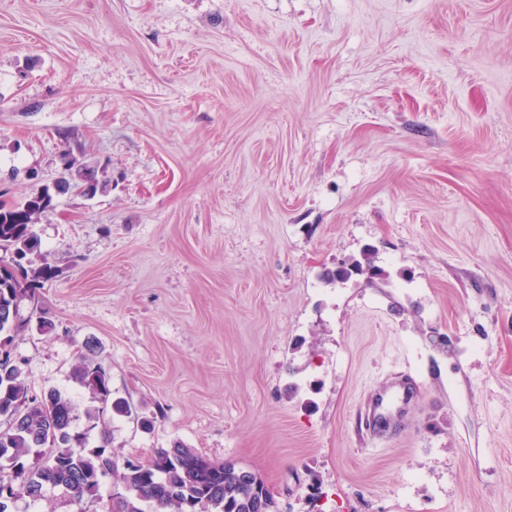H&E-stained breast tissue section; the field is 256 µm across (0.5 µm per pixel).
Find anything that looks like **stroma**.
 I'll use <instances>...</instances> for the list:
<instances>
[{
  "label": "stroma",
  "instance_id": "obj_1",
  "mask_svg": "<svg viewBox=\"0 0 512 512\" xmlns=\"http://www.w3.org/2000/svg\"><path fill=\"white\" fill-rule=\"evenodd\" d=\"M65 152L97 191L36 224L56 330L12 346L91 442H182L279 512H512V0H0V204ZM90 340L136 418L76 383ZM369 273L373 274V266L371 264L369 254H364L363 261L355 260L348 264L347 266L343 265L342 267L336 269L335 271L327 273L325 279L337 282L347 280L353 274L363 275ZM413 394V388L409 383L404 381L393 383L369 406L363 422L364 428L366 430L388 428L413 399Z\"/></svg>",
  "mask_w": 512,
  "mask_h": 512
}]
</instances>
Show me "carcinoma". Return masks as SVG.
<instances>
[{
  "mask_svg": "<svg viewBox=\"0 0 512 512\" xmlns=\"http://www.w3.org/2000/svg\"><path fill=\"white\" fill-rule=\"evenodd\" d=\"M51 197L43 187L17 204L0 205V252L31 256L37 251L34 227L52 207ZM369 273L373 266L365 254L325 279L337 282ZM53 276L47 264L32 271L21 265L0 274V451L11 455L16 466L14 471L0 466V485L15 487L19 500H39L51 489L93 500L100 478L109 475L121 495L106 512H277L273 494L262 498L265 481L258 473L247 474L232 462H215L181 442L158 448L142 461H121L105 434L89 446L87 432L73 426L69 400L54 391L38 394L31 389L22 362L11 351L14 334L24 327L15 316L23 298L36 302L37 281ZM73 375L112 413L132 414L127 401L112 399L95 344H84Z\"/></svg>",
  "mask_w": 512,
  "mask_h": 512,
  "instance_id": "1",
  "label": "carcinoma"
}]
</instances>
